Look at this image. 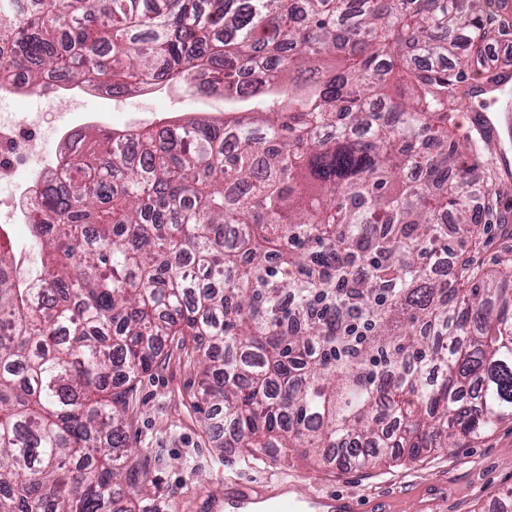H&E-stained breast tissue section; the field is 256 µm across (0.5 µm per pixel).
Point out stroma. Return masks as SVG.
<instances>
[{"mask_svg": "<svg viewBox=\"0 0 512 512\" xmlns=\"http://www.w3.org/2000/svg\"><path fill=\"white\" fill-rule=\"evenodd\" d=\"M500 68L512 69V37L489 44L482 66L458 65L452 74L462 85ZM86 110L102 115L108 129L151 125L165 117L223 114L211 106L209 97L185 89L130 95L117 104L91 98ZM482 238L483 247L472 254L476 263L491 268L512 262V202H499ZM194 379L188 366L173 360L154 366L137 385L128 437L141 475L123 491L134 512H198L204 499L223 494L225 479L240 470L263 482L291 475L303 480L308 491L361 495L377 501L386 512H415L417 498L431 489L441 494L445 512H494L497 498L512 489L511 422L497 425L481 439L460 441L458 447L371 470L328 465L302 448L288 449L273 459L259 450L216 449L196 415L177 403L178 394Z\"/></svg>", "mask_w": 512, "mask_h": 512, "instance_id": "1", "label": "stroma"}]
</instances>
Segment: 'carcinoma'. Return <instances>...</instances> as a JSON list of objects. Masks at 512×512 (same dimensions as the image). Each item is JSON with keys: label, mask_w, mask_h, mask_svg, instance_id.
I'll use <instances>...</instances> for the list:
<instances>
[{"label": "carcinoma", "mask_w": 512, "mask_h": 512, "mask_svg": "<svg viewBox=\"0 0 512 512\" xmlns=\"http://www.w3.org/2000/svg\"><path fill=\"white\" fill-rule=\"evenodd\" d=\"M493 5L0 0L6 79L236 104L84 135L29 249L0 234V512H131L128 412L169 344L222 449L374 468L512 422V266L433 273L444 217L476 245L496 206L446 65L504 35Z\"/></svg>", "instance_id": "obj_1"}]
</instances>
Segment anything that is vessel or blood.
<instances>
[{
  "instance_id": "1",
  "label": "vessel or blood",
  "mask_w": 512,
  "mask_h": 512,
  "mask_svg": "<svg viewBox=\"0 0 512 512\" xmlns=\"http://www.w3.org/2000/svg\"><path fill=\"white\" fill-rule=\"evenodd\" d=\"M472 128L499 152L503 169L512 168V72L478 82L468 91ZM204 512H365L360 498L325 492L304 493L291 482L279 490L253 480H230Z\"/></svg>"
}]
</instances>
